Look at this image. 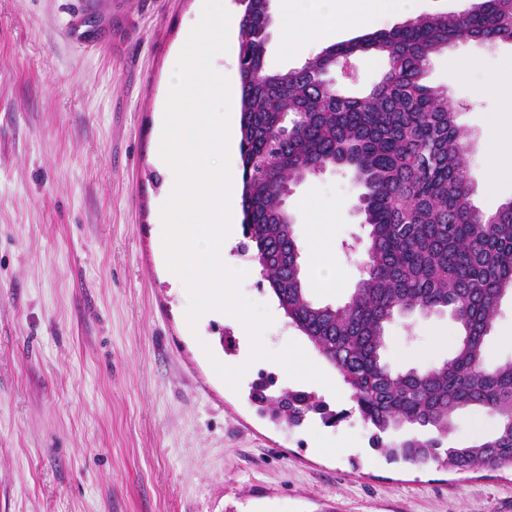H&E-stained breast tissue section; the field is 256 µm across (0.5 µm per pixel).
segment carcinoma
<instances>
[{
  "label": "carcinoma",
  "instance_id": "carcinoma-1",
  "mask_svg": "<svg viewBox=\"0 0 512 512\" xmlns=\"http://www.w3.org/2000/svg\"><path fill=\"white\" fill-rule=\"evenodd\" d=\"M241 84V211L246 247L288 319L342 376L372 445L390 458L456 471L512 469V359L483 363L485 337L512 291V198L493 212L473 205L467 131L448 92L422 83L430 58L459 41L512 42V0H471L458 12L334 43L286 72L265 66L268 0H238ZM381 59L379 79L359 93L336 70ZM346 170L361 188L357 209L362 277L341 306L308 295L292 215V184ZM446 312L456 323L450 358L427 370H394L382 341L396 318ZM297 422L326 405L303 392L275 401ZM481 408L493 435L445 445L455 416ZM406 428L398 444L384 436Z\"/></svg>",
  "mask_w": 512,
  "mask_h": 512
}]
</instances>
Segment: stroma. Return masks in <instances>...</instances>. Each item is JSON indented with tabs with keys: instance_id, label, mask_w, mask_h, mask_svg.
Here are the masks:
<instances>
[{
	"instance_id": "obj_1",
	"label": "stroma",
	"mask_w": 512,
	"mask_h": 512,
	"mask_svg": "<svg viewBox=\"0 0 512 512\" xmlns=\"http://www.w3.org/2000/svg\"><path fill=\"white\" fill-rule=\"evenodd\" d=\"M199 0H0V512H512V470L456 472L391 460L371 444L351 391L289 325L260 271L273 350L297 342L334 388L253 363L239 390L210 364L241 357L224 316L189 329L188 294L163 258L158 156L174 69ZM494 72L512 44L459 42L432 59L467 133L473 202L485 191L483 122L499 109L449 57ZM359 189L341 170L291 186L285 205L311 298L340 305L361 277L343 243L362 232ZM318 223H311V216ZM336 268L335 279L320 272ZM448 314L390 324L384 357L429 369ZM512 358V293L484 362ZM339 413L299 425L261 412L260 377Z\"/></svg>"
}]
</instances>
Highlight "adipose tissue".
<instances>
[{"label":"adipose tissue","mask_w":512,"mask_h":512,"mask_svg":"<svg viewBox=\"0 0 512 512\" xmlns=\"http://www.w3.org/2000/svg\"><path fill=\"white\" fill-rule=\"evenodd\" d=\"M281 34L291 49L301 43H315L331 29L349 25L367 26L384 16L412 14L417 0H282ZM303 33L304 42H296V33ZM452 66L464 75H479V89L496 96L501 110L488 123L484 135L489 161L488 188L492 195L512 192V70L504 73L480 74L475 60L455 57Z\"/></svg>","instance_id":"ef3b65f1"}]
</instances>
